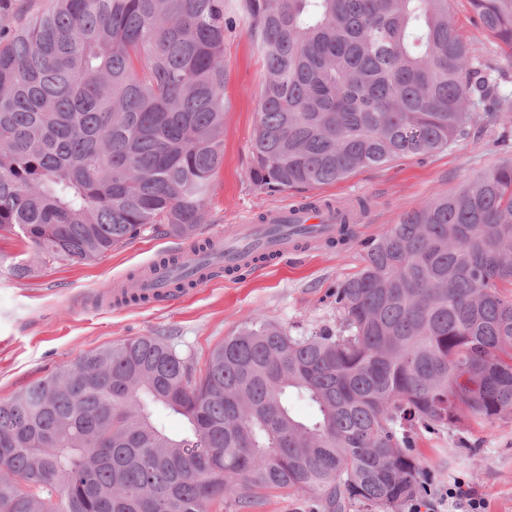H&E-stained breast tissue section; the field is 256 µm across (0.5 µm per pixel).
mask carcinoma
<instances>
[{
	"instance_id": "cac0c4a2",
	"label": "carcinoma",
	"mask_w": 512,
	"mask_h": 512,
	"mask_svg": "<svg viewBox=\"0 0 512 512\" xmlns=\"http://www.w3.org/2000/svg\"><path fill=\"white\" fill-rule=\"evenodd\" d=\"M238 2L267 67L249 170L267 193L422 162L478 101L512 112L449 0ZM469 3L512 48V0ZM233 14L225 0H54L19 25L0 13V233L42 266L147 229L198 238L224 160ZM0 266L35 272L2 253ZM336 308L337 334L255 320L202 368L137 336L0 399V512H212L233 483L239 512L280 489L320 512H400L425 492L412 428L512 414V160L373 240Z\"/></svg>"
}]
</instances>
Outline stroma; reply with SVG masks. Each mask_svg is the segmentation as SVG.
Returning <instances> with one entry per match:
<instances>
[{
  "instance_id": "obj_1",
  "label": "stroma",
  "mask_w": 512,
  "mask_h": 512,
  "mask_svg": "<svg viewBox=\"0 0 512 512\" xmlns=\"http://www.w3.org/2000/svg\"><path fill=\"white\" fill-rule=\"evenodd\" d=\"M450 22L471 44L475 61L499 71L502 89L512 93V49L481 29L468 0H452ZM224 67V162L213 180L203 232L254 223L257 215L308 196L365 202L353 238L337 247L313 243L265 269L219 276L189 289L174 306L110 299L131 273L162 255L186 254L187 241L150 230L99 259L49 265L23 279L0 272V399L87 351L136 336L167 337L179 352L202 362L224 337L257 318L293 336L340 331L336 289L362 268L367 243L406 212L512 159V112L480 110L464 137L425 161L404 158L334 183L271 195L248 176L267 70L245 28L225 40ZM413 447L425 463L428 501L436 512H459L444 493L461 480L483 498L487 512H512V415L484 423L463 418L435 431L419 428Z\"/></svg>"
}]
</instances>
